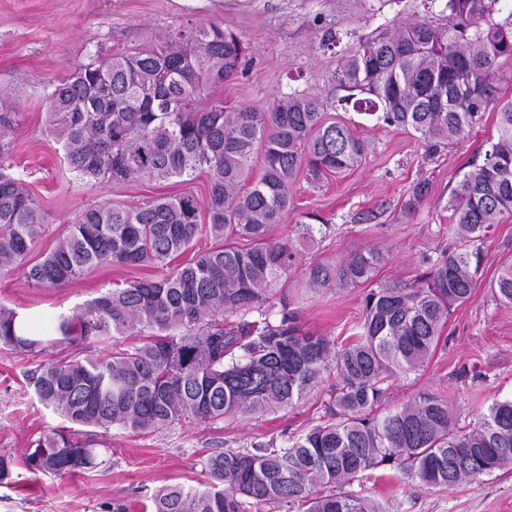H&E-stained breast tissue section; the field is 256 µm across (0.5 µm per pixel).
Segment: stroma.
Here are the masks:
<instances>
[{"label": "stroma", "mask_w": 512, "mask_h": 512, "mask_svg": "<svg viewBox=\"0 0 512 512\" xmlns=\"http://www.w3.org/2000/svg\"><path fill=\"white\" fill-rule=\"evenodd\" d=\"M446 0H0V112L16 115L11 173L39 200L46 214L44 235L29 253L34 263L67 224L89 204L112 200L139 205L183 191L206 198L205 177L187 183L80 182L70 173L62 145L47 128L48 96L73 67L113 53L140 48L187 23L215 24L240 39L246 66L214 95L226 111H266L298 90L329 98L330 76L359 40L401 25L411 17L448 21ZM338 42L320 49L324 31ZM336 117L354 123L368 145L360 165L317 183L298 178L294 207L272 230L299 252L286 285L307 330L340 342L361 317L362 289H303L311 260L345 261L378 248L384 261L376 280L410 283L427 258L459 243L446 208L452 189L472 159L497 139L495 112L467 137L427 156L416 133L376 123L353 108ZM429 192L414 212L404 208L413 186ZM327 221L325 235L299 237L309 213ZM488 260L468 301L454 307L446 341L423 370L399 375L387 392V407L423 394L447 399L457 426L478 425L489 407L512 398V306L493 296L489 283L499 265L512 260V214L484 241ZM146 269L93 268L62 288L28 283L23 269L0 275V304L29 315L35 335L53 332L60 313L100 293L145 277ZM89 340L68 349L17 354L0 349V454L13 460L8 484L0 485V512H151L156 490L172 484L201 488V460L218 448H238L296 436L317 423L327 399L320 383L301 403L259 417L228 418L209 425L186 421L151 434L112 429L102 434L97 467L70 477L32 473L24 458L39 437L67 422L36 398L28 375L40 362L67 355L80 360L108 353ZM353 490L391 503V512H512V471L458 485L428 488L418 480L380 468L354 482Z\"/></svg>", "instance_id": "obj_1"}]
</instances>
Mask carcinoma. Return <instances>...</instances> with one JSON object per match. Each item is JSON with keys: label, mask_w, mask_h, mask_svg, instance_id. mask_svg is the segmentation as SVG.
I'll return each mask as SVG.
<instances>
[{"label": "carcinoma", "mask_w": 512, "mask_h": 512, "mask_svg": "<svg viewBox=\"0 0 512 512\" xmlns=\"http://www.w3.org/2000/svg\"><path fill=\"white\" fill-rule=\"evenodd\" d=\"M446 9L448 27L410 21L360 42L331 75L346 92L339 104L414 131L430 153L465 138L493 108L498 128L448 200L460 246L427 259L419 279L373 286L383 261L377 248L339 264H308L312 290L367 289L361 331L339 349L305 331L288 291L279 290L298 251L271 230L292 206L300 172L316 181L349 171L365 144L328 115L327 101L296 90L265 112L224 111L213 92L244 54L233 32L188 24L80 64L55 86L50 129L76 178L188 182L204 174L210 190L204 200L184 191L137 206L91 204L29 267L45 213L7 173L15 120L0 113V274L24 266L32 284L58 288L91 268L156 270L59 314L57 338L30 335L26 317L0 305V347L16 353L135 339L101 358L39 364L29 382L42 405L79 426L146 434L187 419L212 425L290 407L335 375L318 423L281 446L211 452L205 487L169 485L154 495V512H382L345 487L381 467L429 488L512 467V400L493 403L473 429L455 426L437 395L384 408L392 380L430 360L452 308L473 293L487 257L477 243L512 213V100L501 101L497 74L512 64V10L503 13L501 0H447ZM201 234L216 245L176 262ZM490 288L512 304L511 261ZM93 445L47 434L33 444L28 467L60 477L92 469Z\"/></svg>", "instance_id": "cac0c4a2"}]
</instances>
